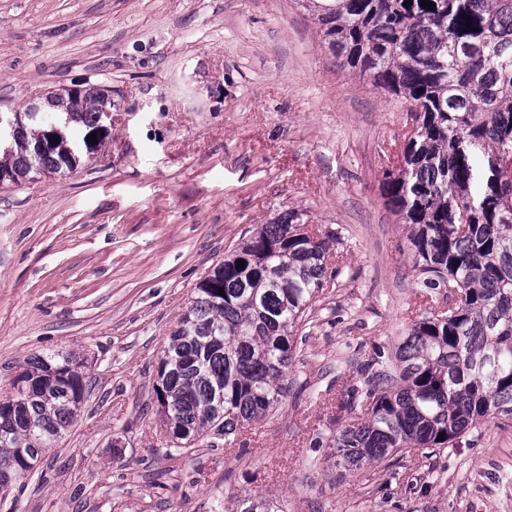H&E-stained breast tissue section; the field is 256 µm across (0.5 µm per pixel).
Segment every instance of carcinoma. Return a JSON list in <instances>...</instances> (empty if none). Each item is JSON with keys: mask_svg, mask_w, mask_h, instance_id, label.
<instances>
[{"mask_svg": "<svg viewBox=\"0 0 512 512\" xmlns=\"http://www.w3.org/2000/svg\"><path fill=\"white\" fill-rule=\"evenodd\" d=\"M298 2L345 66L416 105L403 160L386 172L382 192L412 226L421 287L458 286L452 308L421 310L395 354L376 349L360 364L361 385L336 404L354 422L314 433L311 447L330 448L333 464L357 475L368 465L390 467L401 452L433 454L491 419L512 421V0ZM110 109L106 90L88 89L82 111L57 113L66 136L35 156L31 140L49 137V128L28 113L0 172L17 185L33 171L74 170L73 126L86 143ZM463 140L477 147L459 164ZM489 156L499 162L497 184L484 176ZM472 200L479 206L462 230ZM335 240L293 211L241 241L198 284L157 370L167 453L208 436L247 453L248 427L273 415L293 384L297 332L327 284L328 262L342 258L331 252ZM81 367L78 356L56 352L21 368L17 377L40 391L0 398V471L25 479L22 457H39L62 438L86 398ZM233 504L228 512H284L258 492Z\"/></svg>", "mask_w": 512, "mask_h": 512, "instance_id": "obj_1", "label": "carcinoma"}]
</instances>
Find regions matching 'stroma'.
<instances>
[{
    "label": "stroma",
    "instance_id": "35a3bbf8",
    "mask_svg": "<svg viewBox=\"0 0 512 512\" xmlns=\"http://www.w3.org/2000/svg\"><path fill=\"white\" fill-rule=\"evenodd\" d=\"M65 85L111 88L112 127L76 171L0 185V394L30 358L76 352L87 397L0 512H213L247 491L285 512H512V421L358 476L312 463L357 360L392 353L427 302L382 195L403 100L345 68L296 0H0V111ZM291 211L344 255L291 390L246 455L167 458L170 332L213 265Z\"/></svg>",
    "mask_w": 512,
    "mask_h": 512
}]
</instances>
